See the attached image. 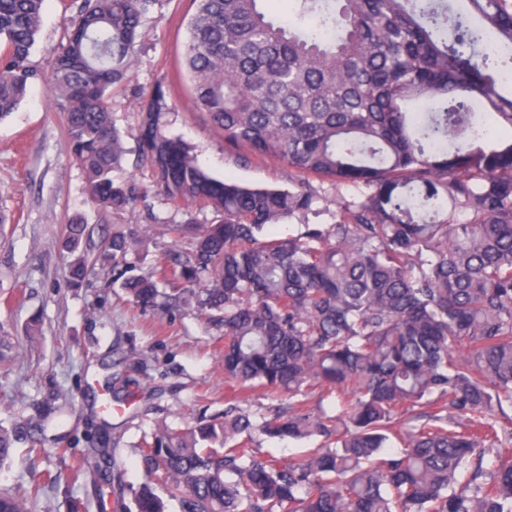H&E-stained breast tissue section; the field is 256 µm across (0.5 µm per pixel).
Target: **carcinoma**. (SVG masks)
<instances>
[{"label": "carcinoma", "mask_w": 512, "mask_h": 512, "mask_svg": "<svg viewBox=\"0 0 512 512\" xmlns=\"http://www.w3.org/2000/svg\"><path fill=\"white\" fill-rule=\"evenodd\" d=\"M181 75L224 142L358 190L334 224L268 230L314 211L302 181L251 188L210 175L166 129L163 83L140 98L138 161L177 208L192 247L123 288L134 302H195L224 335V417L160 429L140 449L147 480L122 512H512V0H195ZM154 0H73L49 92L66 146L101 209L128 208L124 148L108 105ZM47 0H0V121L43 80L29 58ZM90 238L80 219L64 247ZM138 240L112 232L124 259ZM69 277L88 272L79 256ZM288 396L269 417L255 390ZM318 395L311 404L312 395ZM332 401V408L323 402ZM318 437L300 461L252 435ZM36 498L0 490V512Z\"/></svg>", "instance_id": "1"}]
</instances>
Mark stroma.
Wrapping results in <instances>:
<instances>
[{"instance_id": "35a3bbf8", "label": "stroma", "mask_w": 512, "mask_h": 512, "mask_svg": "<svg viewBox=\"0 0 512 512\" xmlns=\"http://www.w3.org/2000/svg\"><path fill=\"white\" fill-rule=\"evenodd\" d=\"M70 0H48L31 62L50 73L64 37ZM193 0H155L129 51L127 79L112 88V121L123 135L125 155L117 175L134 184L135 204L107 213L86 193L82 169L65 145V115L45 84L32 87L19 108L0 122V328L12 338L13 361L0 365V426L15 435V456L0 464V487L29 497L46 475L36 512H119L144 479L134 462L157 427L182 428L223 413L231 392L224 384V339L194 303L159 302L143 308L126 294L100 258L101 237L112 230L141 233L149 224H208L212 211L174 208L137 164L135 102L166 79L172 105L170 131L194 149L213 176L251 186L288 187L287 165L225 143L207 117L193 108L190 85L178 69ZM320 202L306 217L276 225L278 236L300 235L305 224L336 221V199L348 186L310 178ZM82 218L96 234L83 252L89 274L81 285L68 277L72 259L63 246L69 220ZM188 238L157 234L144 239L125 261L128 275L147 276L169 251L185 252ZM95 477H76L92 449Z\"/></svg>"}]
</instances>
